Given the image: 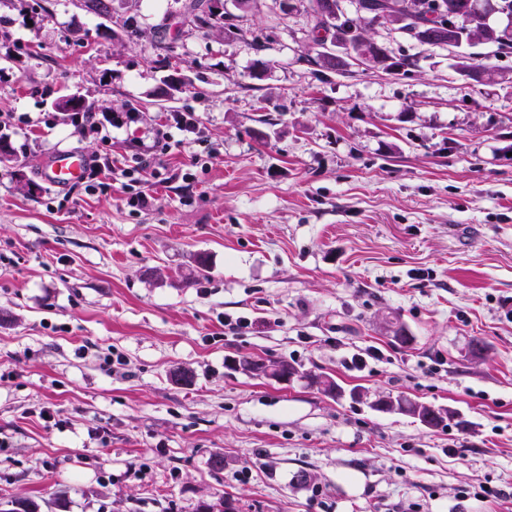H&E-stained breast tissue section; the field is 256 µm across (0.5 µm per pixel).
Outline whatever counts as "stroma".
<instances>
[{
    "mask_svg": "<svg viewBox=\"0 0 512 512\" xmlns=\"http://www.w3.org/2000/svg\"><path fill=\"white\" fill-rule=\"evenodd\" d=\"M105 2L103 17L0 0L15 157L0 165V497L39 512H512V55L378 27L415 67L336 72L302 60L308 0L288 14L252 0L222 32L177 30L187 0ZM163 36L191 81L169 101ZM66 95L119 125L74 127L54 107ZM173 112L199 138L141 171ZM64 150L131 175L54 187ZM242 357L345 394L227 368ZM398 395L455 415L428 428L368 403ZM479 485L507 496H462Z\"/></svg>",
    "mask_w": 512,
    "mask_h": 512,
    "instance_id": "1",
    "label": "stroma"
}]
</instances>
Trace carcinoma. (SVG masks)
Instances as JSON below:
<instances>
[{"label":"carcinoma","mask_w":512,"mask_h":512,"mask_svg":"<svg viewBox=\"0 0 512 512\" xmlns=\"http://www.w3.org/2000/svg\"><path fill=\"white\" fill-rule=\"evenodd\" d=\"M309 15L313 30L334 32L339 41L338 47L345 53L327 58L321 53L307 56L310 64L336 71H343L351 65L348 57L358 55L366 48L381 49L380 57H369L361 63L386 73H406L415 66L410 56L396 58L384 45L374 41L369 31L376 24H390L403 36L416 26L424 23L439 29L448 27L452 21L448 14V5H453L456 15V40L454 46L472 45L481 36L484 13L482 7L494 5L495 14L506 19L512 25V0H351L355 16L350 17L341 7V0H308ZM233 14L221 11L214 0H190L182 14V24L197 30H210L216 27L232 26Z\"/></svg>","instance_id":"cac0c4a2"}]
</instances>
